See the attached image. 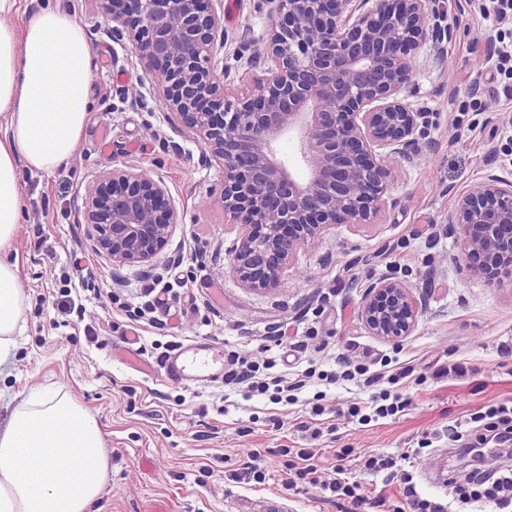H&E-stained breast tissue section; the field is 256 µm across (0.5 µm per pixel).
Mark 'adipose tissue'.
<instances>
[{"label": "adipose tissue", "instance_id": "obj_1", "mask_svg": "<svg viewBox=\"0 0 512 512\" xmlns=\"http://www.w3.org/2000/svg\"><path fill=\"white\" fill-rule=\"evenodd\" d=\"M0 0V368L25 323L12 240L26 201L22 170L52 172L72 159L88 122L90 50L69 11L47 6L11 22ZM95 416L67 393L37 392L0 427V512H92L109 460Z\"/></svg>", "mask_w": 512, "mask_h": 512}]
</instances>
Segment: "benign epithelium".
<instances>
[{
  "instance_id": "7a95c632",
  "label": "benign epithelium",
  "mask_w": 512,
  "mask_h": 512,
  "mask_svg": "<svg viewBox=\"0 0 512 512\" xmlns=\"http://www.w3.org/2000/svg\"><path fill=\"white\" fill-rule=\"evenodd\" d=\"M373 6L366 12L367 2ZM214 0H100L151 77V112L174 114L202 141L200 161H218L216 198L228 224L242 227L230 272L265 289L294 254L331 225L371 224L386 204L383 163L415 164L431 113L405 101L411 51L430 42L436 63L453 34L439 0H274L266 39L244 33L241 54L264 77L250 93L227 84L218 55L224 13ZM293 154L280 150L283 140ZM83 221L112 264L147 263L185 215L160 178L135 164L101 172L86 194ZM448 228L478 259L475 273L512 283V181L487 176L458 194ZM423 298L392 270L363 287L359 318L372 335L397 342L413 330Z\"/></svg>"
}]
</instances>
